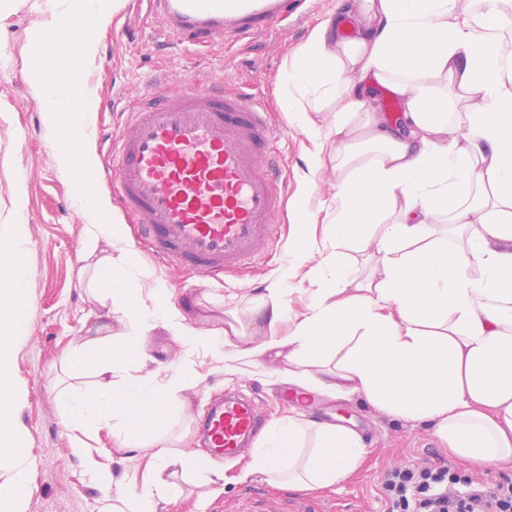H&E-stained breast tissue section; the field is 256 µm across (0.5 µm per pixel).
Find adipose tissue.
Masks as SVG:
<instances>
[{"instance_id": "1", "label": "adipose tissue", "mask_w": 512, "mask_h": 512, "mask_svg": "<svg viewBox=\"0 0 512 512\" xmlns=\"http://www.w3.org/2000/svg\"><path fill=\"white\" fill-rule=\"evenodd\" d=\"M73 14L80 31L55 49L82 63L109 16L100 0H78ZM349 16V35L327 18L282 72L288 111L329 117L327 158L336 174L325 203L329 247L311 270L322 287L294 314L283 288H266L255 309L227 322L224 361L279 359L277 380L333 397L357 394L389 416L432 423L449 452L472 467L512 466V0H354ZM369 80L405 99L406 135L378 112ZM34 89L46 127L75 136L73 149H55L58 168L95 166L94 107L79 74L39 80ZM461 99L463 128L448 121ZM73 201L87 220L88 286L103 291L108 308L94 337L67 357L72 371L96 376L92 386L62 392L68 422L83 433L111 428L119 447L148 456L156 470L174 460L183 472H199L206 466L199 453L175 458L163 444L169 387L124 374L139 354L145 300L153 302V322L193 348L196 332L178 321L163 288L142 291L139 259L123 225L106 219L107 201L79 189ZM15 210V224L0 232V454L15 450L13 337L29 279L21 181ZM442 216L457 227V246L433 228ZM349 249L376 258L377 276L358 279ZM115 250L125 264L119 276ZM263 309L267 325L287 324V334L264 333ZM249 336L254 345L239 347ZM308 429L315 443L306 449ZM367 453L356 431L293 411L268 426L244 473L293 490L328 489ZM177 491L158 479L120 492L109 509L156 512V499Z\"/></svg>"}]
</instances>
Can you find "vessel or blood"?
Wrapping results in <instances>:
<instances>
[{
    "label": "vessel or blood",
    "mask_w": 512,
    "mask_h": 512,
    "mask_svg": "<svg viewBox=\"0 0 512 512\" xmlns=\"http://www.w3.org/2000/svg\"><path fill=\"white\" fill-rule=\"evenodd\" d=\"M162 33L200 47L235 44L294 14L296 0H149ZM266 106L238 88L154 78L114 139L112 161L73 172L87 191L107 182L138 242L169 270L213 279L281 249L275 222L288 182ZM264 424L255 401L225 396L204 419L215 454L233 459Z\"/></svg>",
    "instance_id": "obj_1"
}]
</instances>
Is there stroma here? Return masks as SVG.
<instances>
[{"label": "stroma", "instance_id": "stroma-1", "mask_svg": "<svg viewBox=\"0 0 512 512\" xmlns=\"http://www.w3.org/2000/svg\"><path fill=\"white\" fill-rule=\"evenodd\" d=\"M351 0H303V19L289 18L287 26L234 47L190 52L165 41L149 12L147 0H117L110 26L98 36L91 66L81 75L94 98L92 142L98 159L110 152V137L124 113L133 110L147 82L169 73L173 80L186 76L225 83L263 95L273 124L287 130L281 142L288 200L277 231L286 247L251 268L206 280L192 274L165 273L144 250L137 249L143 274L142 288L163 282L184 324L207 333L223 328L232 314L248 310L271 284L285 282L286 306L300 309L314 291L316 281L287 277L288 268L315 266L324 250L322 201L329 199L336 176L330 166H319L317 154L326 133L324 114L286 111L278 77L292 53L330 11L348 10ZM39 16L25 0H17L0 25V226L15 218L13 188L26 182V258L30 276L26 318L14 338L12 380L16 390L15 421L21 453L28 466L29 493L14 504V512H100L116 487H141L155 473L142 454L118 447L111 428L79 437L72 430L60 401L62 388L91 383V376L72 377L65 357L81 338L92 335L104 306L87 288L80 270L86 221L72 201L69 177L54 160L53 136L46 129L41 104L34 94L39 73L65 75L71 62L44 46L34 57L30 33ZM141 343L146 360L127 365L130 377L155 374L173 390L174 404L164 431L173 454L203 451L198 426L210 405L227 393H259L267 419L289 406L280 396L287 386L272 382L267 371L278 368L266 360L262 368L240 363L228 370L221 355L207 347L191 349L162 327L142 318ZM308 418L336 423L347 417L351 429L365 441L369 454L358 471L336 490L310 493V500L328 512H387L381 492L386 470L410 465H451L474 481L491 486L512 479V468L475 469L459 462L443 448L430 424L390 417L361 396L343 398L318 395ZM209 468L199 474L183 473L170 464L165 480L182 489L178 501L157 500L156 512H240L243 503L259 493L286 497L288 489L253 476L240 479L241 459L209 454ZM109 475L103 484L101 475Z\"/></svg>", "mask_w": 512, "mask_h": 512}]
</instances>
